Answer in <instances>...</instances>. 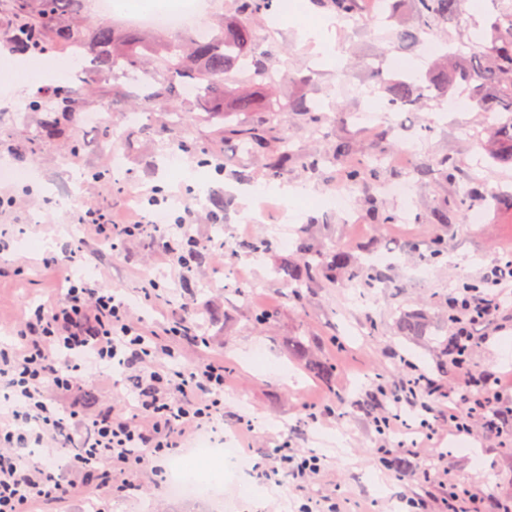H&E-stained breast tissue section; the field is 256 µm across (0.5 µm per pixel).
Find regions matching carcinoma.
<instances>
[{"label":"carcinoma","instance_id":"obj_1","mask_svg":"<svg viewBox=\"0 0 512 512\" xmlns=\"http://www.w3.org/2000/svg\"><path fill=\"white\" fill-rule=\"evenodd\" d=\"M80 0H7L6 11L12 19L6 44L23 54L41 48H56L68 53L81 64L89 65L94 85L103 95L114 90L112 78L118 71L130 74L139 71L147 75L144 95L138 111L145 112L169 97L168 113L180 122L206 114L210 130L204 136L212 143L235 138L251 155L266 157L264 170L271 180H282L295 164L316 175L323 162H344L355 153L350 140H340L326 156L305 155L288 147L282 131V115L295 112L305 117L311 127L320 126L327 116L311 104L305 91L288 98L284 105H268L266 118L257 123L224 124L227 112L260 111L251 88L273 80L271 54L261 49L262 37L255 20L273 10V0H236V16L220 19L202 35L182 40L154 39L145 31L119 30L102 18L90 19L77 13ZM322 6L342 16L361 12L364 0H316ZM382 7L379 18L396 24V36L402 44H418L421 33L440 26L458 30L467 14V0H378ZM496 13L484 21L481 31L459 39V46L436 59L425 79L406 77L382 82L389 111L399 112L417 107L423 101L452 96L462 90L476 111L493 122L485 125L488 160L493 164L512 166V0H494ZM90 93L86 83L70 81L55 90L50 102L40 98L30 102L28 109L43 113L38 128L22 135L15 150L22 156L36 151L45 141L62 138L76 127L80 106ZM386 166L379 156L351 167L346 174V186L355 189L381 181ZM479 200L485 205L508 200L483 191L477 184L462 188L457 202L436 214L439 224H453L464 216L467 203ZM224 248V258L256 257L275 250L272 240L252 237L227 245L219 239L202 244L193 265H200ZM276 278L292 288V297L299 301L303 292H311L323 284L341 288L356 285L374 286L383 279L380 272H371L352 263L348 251L339 244L328 248L316 245L306 228L299 230L295 255L280 256L272 268ZM400 329L408 337L426 335L424 319L408 315L400 320ZM310 371L322 381H329L333 365L321 359L309 362Z\"/></svg>","mask_w":512,"mask_h":512}]
</instances>
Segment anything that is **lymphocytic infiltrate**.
<instances>
[{"label":"lymphocytic infiltrate","mask_w":512,"mask_h":512,"mask_svg":"<svg viewBox=\"0 0 512 512\" xmlns=\"http://www.w3.org/2000/svg\"><path fill=\"white\" fill-rule=\"evenodd\" d=\"M76 219L88 235L117 242L140 236L147 224L139 217L124 224L93 207ZM197 216L184 208L174 228L158 229L154 250L187 273V248L201 239L191 230ZM83 240L71 242L65 257L47 256L46 267L56 270L67 288L62 299L28 311L16 334L18 344L0 347V381L11 403L0 413V512H32L39 500L66 499L82 488L112 489V472L143 464L146 454L182 447L187 437L224 416L223 364L212 361L169 366L173 349L158 343L114 290L73 278L70 266L83 250ZM485 287L461 289L448 299L454 311L451 343L468 353L479 343L477 326L491 322L501 307L498 289L512 284V258L487 269ZM117 363L129 370L135 399L131 414L101 410L86 417L77 395L80 374L87 364ZM466 383L448 399V425L469 434L475 422L503 430L512 424V404L505 403L502 380L493 374L460 366ZM393 410L374 417L379 433L398 430L401 405L418 397L440 399L437 381L415 373L407 385L384 391ZM88 425L89 432L71 456L67 475L59 477L45 466L31 463L26 449L54 451L72 427ZM320 469V459L280 444L270 453L269 472L292 477L297 487Z\"/></svg>","instance_id":"obj_1"}]
</instances>
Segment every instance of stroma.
Here are the masks:
<instances>
[{
	"mask_svg": "<svg viewBox=\"0 0 512 512\" xmlns=\"http://www.w3.org/2000/svg\"><path fill=\"white\" fill-rule=\"evenodd\" d=\"M296 10L279 26L261 17L258 27L265 40L263 49L272 54L275 89L255 91L260 103L269 98L287 101L301 88L299 80L310 77L309 96L327 116L317 129L299 115H289L287 137L295 146L326 153L337 141L356 143V158L382 149L390 161L385 183H406L408 197L391 196L368 184L355 192L345 190L340 164H324L319 175L302 167L288 171V185L301 186L308 197L280 194L276 181L266 179L261 162L239 153L233 138L224 140L223 167L204 166L198 151L172 148L183 139L198 142L203 122L193 120L181 127L171 126L163 112H155L149 128L126 126V97L135 93L132 76L117 81L123 98L114 100L112 145H105L98 128H81L76 140H56L24 163L28 175L20 182L2 183L0 189L17 198L11 212L0 216V227L21 234L27 246L15 247L0 256V342L13 344L15 329L31 302L59 299L65 292L59 282L43 269L46 255H64L71 235L77 234V213L88 206L118 214L132 209L133 199L144 193H158L166 220H173L184 206L209 215L213 198L225 203L224 239L234 243L244 233L266 236L288 254L301 226H309L321 243L342 244L354 264L374 266L383 282L366 289L369 301L359 304L349 288L323 286L314 289L303 304H296L291 291L275 279L268 257L247 258L238 269L225 266L216 257L200 267L192 284H185L171 264L158 259L148 240L127 239L119 245L88 240L71 266L74 275L100 282L118 291L145 329L159 335L162 344L194 362L223 360L228 371L224 388V429L235 434L238 420L253 426L251 459L258 469L268 466L267 455L275 443L317 454L321 469L312 476L304 493L294 484L265 481L250 488L237 484L228 473L219 489L222 512H298L304 497L335 498L341 512H408L410 502L426 498L433 512L449 487H457L459 512H471L477 498L494 496L512 501V436L484 427L459 437L445 428L447 403H432L427 409L403 408L409 426L405 438H413L422 418L441 422L442 428L427 453L404 451L401 465H382L374 454L380 437L360 405L381 389L400 383L411 369L436 379L442 389L456 388L461 376L456 370L441 372L446 358L443 343L453 325L446 310L448 296L464 283L481 285L486 268L512 254V209L491 208L480 228L460 222L448 226L434 224L433 213L441 205L457 200L458 184L476 179L485 189L512 192V169L490 165L485 158L483 118L474 111H459L458 100L431 101L410 112L398 113L400 137L418 142L415 155L403 157L398 147L382 146L375 136V123L355 119L363 109L376 114L387 111L380 91L381 79L407 75L406 64L415 61L416 73H424L436 52L442 51L450 36L438 28L424 34L430 52L397 44L388 24H369L367 19L339 18L334 22L336 42L344 55L341 66L321 62L313 46L300 35L303 25L324 16V9L312 0H295ZM30 93H17L10 81L0 82V166H14L8 145L35 128L39 115L26 111ZM123 155V168L113 173L111 184L91 181L90 169L112 163L111 150ZM456 158L462 166L459 182L440 174L420 178L417 169L434 165L443 157ZM78 186L69 205L50 207L48 198L58 195L66 180ZM254 188L253 201L265 213L261 223H251L243 212L237 186ZM394 218L390 224H375L368 217L370 203ZM443 235L446 255L436 264L423 262L434 236ZM372 241L373 254L361 246ZM246 285V295H238L237 285ZM195 313L202 322L201 335L210 340L199 351L185 340L166 335L169 318L181 310ZM272 311L273 319L258 324L256 311ZM218 321H211L210 313ZM416 315L428 324L426 336H401L398 321ZM486 339L469 358L474 370L495 372L512 379V294L503 293L501 309L485 331ZM304 343L310 356L334 366L331 382L310 375L302 360L292 354ZM114 381L99 385L82 374L80 389L88 408L119 407L129 396L121 383L120 370ZM331 414H324L323 405ZM169 456L150 461L131 473H113V485L131 483L129 494H103L66 500L40 502L35 512H92L107 507L108 512H214L209 497L174 498L168 493ZM447 471H440V464Z\"/></svg>",
	"mask_w": 512,
	"mask_h": 512,
	"instance_id": "1",
	"label": "stroma"
}]
</instances>
